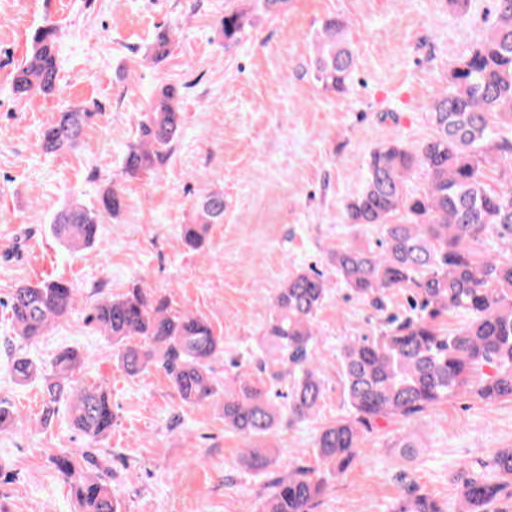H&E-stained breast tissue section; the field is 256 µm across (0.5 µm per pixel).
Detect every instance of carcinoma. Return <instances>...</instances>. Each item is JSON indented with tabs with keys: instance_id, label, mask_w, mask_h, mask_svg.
<instances>
[{
	"instance_id": "carcinoma-1",
	"label": "carcinoma",
	"mask_w": 512,
	"mask_h": 512,
	"mask_svg": "<svg viewBox=\"0 0 512 512\" xmlns=\"http://www.w3.org/2000/svg\"><path fill=\"white\" fill-rule=\"evenodd\" d=\"M219 33L237 43L248 25L234 9L217 19ZM58 28L45 23L32 33L30 52L18 64L13 90L20 96L51 93L59 74ZM171 30L162 29L147 50L159 62L169 54ZM356 61L343 20L327 19L313 41V79L341 93ZM183 93L176 83L161 85L139 123L137 140L122 159L123 173L135 178L156 169L183 133ZM433 135L419 147L399 140L373 150L362 190L344 205V222L374 227L376 244H346L328 255L351 294L384 309L385 294L408 293L407 312L386 317L375 336L349 339L340 350V373L353 417L324 426L316 434L319 459L333 472L344 471L359 455L362 427L379 419H410L461 394L491 404L512 398V174L494 188L484 170L495 160H512V0H495V20L487 36L453 65L448 86L425 104ZM95 113L67 106L38 135L35 149L52 155L75 148ZM420 171L425 188L406 189ZM124 198L105 190L97 207L73 201L55 214L51 231L69 251L92 245L101 214L118 216ZM196 221L181 228L190 250H206L209 226L224 221V195L212 193L196 206ZM403 216L400 222L395 221ZM328 293V282L314 268L292 272L269 297L271 318L262 336L259 371L224 391V425L246 442L252 467L273 461L264 445L280 418L272 388L288 383V422L302 423L315 413L323 393L314 352V318ZM76 289L57 278L13 289L6 307L15 336L34 343L54 323L72 314ZM462 317L453 330L446 316ZM112 339L119 365L130 376L162 370L181 401L200 404L218 395L211 363L222 353L209 322L173 309L169 297L139 283L97 302L86 316ZM137 338L139 342L131 343ZM85 359L65 348L44 366L27 356L11 359L16 383L42 381L41 419L51 420L66 405L73 426L88 440L85 448H66L52 463L69 486L79 512H124L112 485V467L95 442L112 430L111 394L103 384L80 377ZM458 507L452 511L418 487L408 489L394 512H512L499 508L512 500V448L489 460L462 463L456 473ZM326 481L294 470L277 479L259 512H313Z\"/></svg>"
}]
</instances>
